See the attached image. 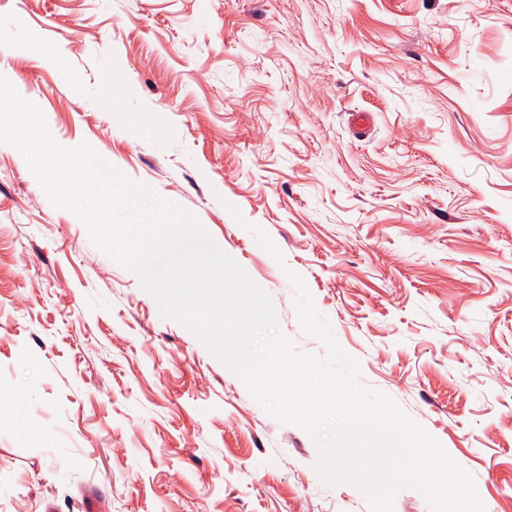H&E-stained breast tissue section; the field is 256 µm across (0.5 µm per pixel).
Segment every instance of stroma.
<instances>
[{
	"label": "stroma",
	"instance_id": "1",
	"mask_svg": "<svg viewBox=\"0 0 512 512\" xmlns=\"http://www.w3.org/2000/svg\"><path fill=\"white\" fill-rule=\"evenodd\" d=\"M511 44L512 0H0V74L56 141L192 214L321 357L300 275L486 512H512ZM0 390V512H370L5 144Z\"/></svg>",
	"mask_w": 512,
	"mask_h": 512
}]
</instances>
